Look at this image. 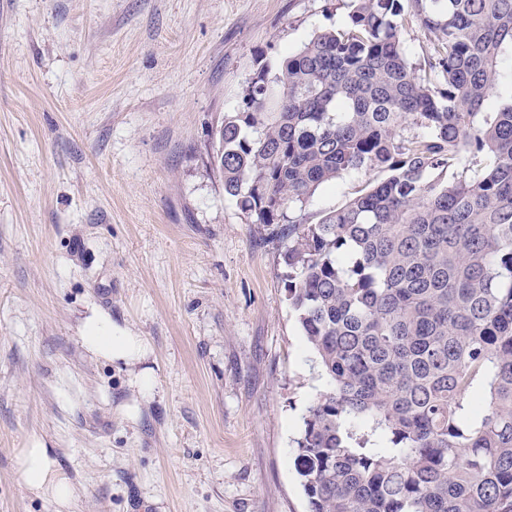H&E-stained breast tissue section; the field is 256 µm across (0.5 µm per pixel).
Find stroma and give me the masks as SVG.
<instances>
[{
  "label": "stroma",
  "mask_w": 512,
  "mask_h": 512,
  "mask_svg": "<svg viewBox=\"0 0 512 512\" xmlns=\"http://www.w3.org/2000/svg\"><path fill=\"white\" fill-rule=\"evenodd\" d=\"M346 14L0 0V512H54L14 470L35 437L78 485L74 512H307L294 440L322 383L284 244L225 196L210 155L258 65L278 72ZM374 178L322 186L309 212ZM92 307L148 341L150 395L81 346Z\"/></svg>",
  "instance_id": "1"
}]
</instances>
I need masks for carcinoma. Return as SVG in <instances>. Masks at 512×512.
Here are the masks:
<instances>
[{
    "instance_id": "carcinoma-1",
    "label": "carcinoma",
    "mask_w": 512,
    "mask_h": 512,
    "mask_svg": "<svg viewBox=\"0 0 512 512\" xmlns=\"http://www.w3.org/2000/svg\"><path fill=\"white\" fill-rule=\"evenodd\" d=\"M347 9L280 73L258 67L212 145L250 223L288 225V303L324 385L295 440L309 512H512V0ZM414 17L438 32L423 76ZM362 170L384 178L305 213ZM402 38L409 54L410 61L417 68L418 74L424 75L423 58L418 55L419 45L434 39L435 34L415 22L403 31ZM378 177L376 172L362 171L322 186L308 207L309 213L319 214L342 207L355 191Z\"/></svg>"
}]
</instances>
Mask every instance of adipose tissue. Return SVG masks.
Returning a JSON list of instances; mask_svg holds the SVG:
<instances>
[{"instance_id":"1","label":"adipose tissue","mask_w":512,"mask_h":512,"mask_svg":"<svg viewBox=\"0 0 512 512\" xmlns=\"http://www.w3.org/2000/svg\"><path fill=\"white\" fill-rule=\"evenodd\" d=\"M79 332L81 345L93 357L132 369V383L137 389L152 388L153 373L146 366L151 350L143 337L96 312L84 316ZM14 464L31 495L53 504L55 512H70L79 491L54 463L43 440H34L31 447L17 449Z\"/></svg>"}]
</instances>
